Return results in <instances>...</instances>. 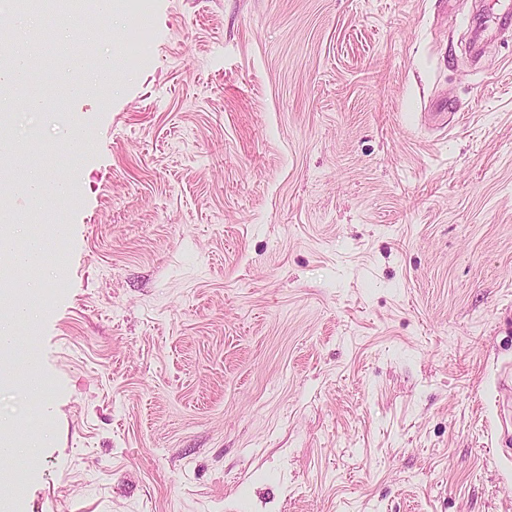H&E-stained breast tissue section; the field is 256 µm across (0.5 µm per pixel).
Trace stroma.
<instances>
[{
  "label": "stroma",
  "mask_w": 512,
  "mask_h": 512,
  "mask_svg": "<svg viewBox=\"0 0 512 512\" xmlns=\"http://www.w3.org/2000/svg\"><path fill=\"white\" fill-rule=\"evenodd\" d=\"M478 3L122 0L75 168L17 92L79 191L0 512H512V37ZM497 403L499 407L498 424L504 438H510L512 423V368L501 369L496 379Z\"/></svg>",
  "instance_id": "1"
}]
</instances>
